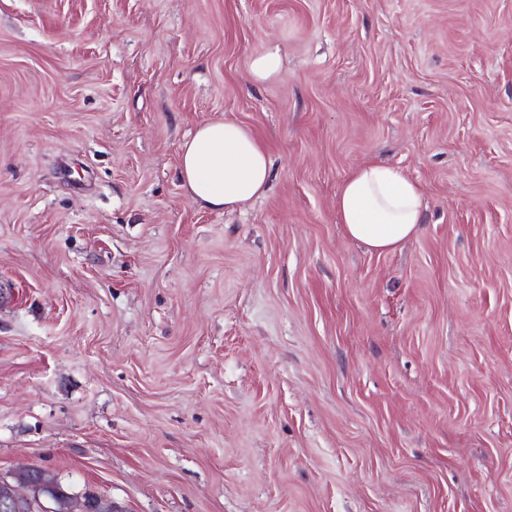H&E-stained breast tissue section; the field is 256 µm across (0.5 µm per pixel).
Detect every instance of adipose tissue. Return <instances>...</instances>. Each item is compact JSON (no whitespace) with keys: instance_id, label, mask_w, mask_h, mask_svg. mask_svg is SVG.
<instances>
[{"instance_id":"obj_1","label":"adipose tissue","mask_w":512,"mask_h":512,"mask_svg":"<svg viewBox=\"0 0 512 512\" xmlns=\"http://www.w3.org/2000/svg\"><path fill=\"white\" fill-rule=\"evenodd\" d=\"M270 176L265 146L230 120L199 124L180 148L183 187L195 203L212 210L233 212L263 197ZM423 199L418 182L391 166L368 162L346 177L336 210L350 238L388 252L419 233Z\"/></svg>"}]
</instances>
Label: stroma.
<instances>
[{"mask_svg":"<svg viewBox=\"0 0 512 512\" xmlns=\"http://www.w3.org/2000/svg\"><path fill=\"white\" fill-rule=\"evenodd\" d=\"M224 119L272 162L232 213L178 171ZM370 161L424 188L391 252L336 212ZM31 462L128 512H512V0H0V473ZM282 70V56L276 43H270L262 53L253 57L249 63V74L255 83H266L279 79Z\"/></svg>","mask_w":512,"mask_h":512,"instance_id":"35a3bbf8","label":"stroma"}]
</instances>
